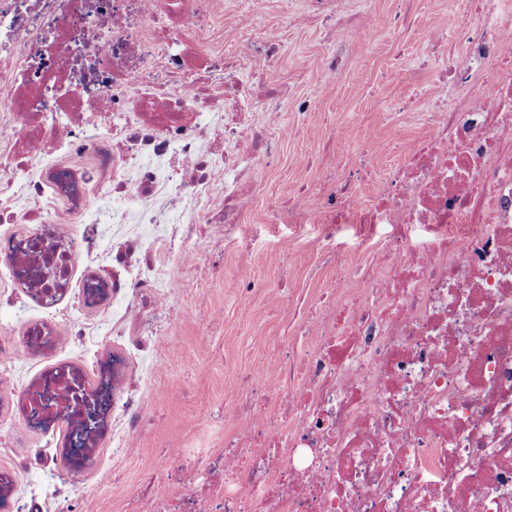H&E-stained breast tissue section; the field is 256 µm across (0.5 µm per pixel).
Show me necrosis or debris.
<instances>
[{
	"instance_id": "4bbe7bcc",
	"label": "necrosis or debris",
	"mask_w": 512,
	"mask_h": 512,
	"mask_svg": "<svg viewBox=\"0 0 512 512\" xmlns=\"http://www.w3.org/2000/svg\"><path fill=\"white\" fill-rule=\"evenodd\" d=\"M461 53L430 56L434 87L400 110L428 135L362 199L360 171L327 173L309 208L289 200L275 224L318 230L326 254L351 229L370 261L345 269L317 302L298 347L242 379L266 422L224 448L160 455L159 483L134 512H512V13L459 0ZM223 0H0V255L9 271L71 260L60 224L112 227V268L85 275L80 309L106 307L102 330L156 334L154 306L205 237L237 241L254 173L275 143L251 122L239 58L205 37ZM223 203H213L216 187ZM389 232L374 243L376 225ZM424 227L416 241L413 227ZM147 345L113 355L112 418L148 422L126 392ZM36 448L10 475L17 512H80L75 485Z\"/></svg>"
}]
</instances>
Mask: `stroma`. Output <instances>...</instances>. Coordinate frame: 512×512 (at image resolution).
I'll return each mask as SVG.
<instances>
[{
    "mask_svg": "<svg viewBox=\"0 0 512 512\" xmlns=\"http://www.w3.org/2000/svg\"><path fill=\"white\" fill-rule=\"evenodd\" d=\"M344 12L367 23L372 37L367 42L350 39L345 69L329 79L323 61L336 50V18L309 16L304 0H224L215 44L224 53L238 54L241 31L258 42L274 39L275 57L246 60L244 78L272 76L311 105L307 114L299 115L287 105L268 109L255 101L253 118L278 139L279 158L256 172L261 191L242 217L240 243L213 246L205 256L186 250L177 270L179 289L163 296L160 304L169 315L157 339L161 367L155 371L137 361L128 376L143 392L150 423L132 437L128 453L111 458L84 486L82 512H128L136 489L157 480L154 468L163 448H223L225 430L216 415L238 398L245 370L272 363L273 341L282 335L294 306L291 289L318 294L332 288L339 265L354 266L365 258V251L354 244L337 258L328 257L313 227L270 223V209L318 180L319 166H301L297 160L315 153L325 141L333 143L329 162L343 171L358 161L350 144L361 131L376 144L360 160L367 169L379 172L395 162L386 147L391 130L384 115L410 96L414 70L430 54L419 37L421 29L430 24L454 28L457 14L448 0H412L406 6L400 0H346ZM248 281L258 282V289L243 292ZM15 294L0 261V329H6L16 348L13 373L0 378V439L21 436L61 449L67 440L65 426L38 435L29 432L18 409L19 384L62 361L94 368L100 357L119 346L111 337L94 334L77 345L63 333L53 349L27 352L26 330L43 321L65 325L75 304L66 296L55 307L36 306L16 317L6 304Z\"/></svg>",
    "mask_w": 512,
    "mask_h": 512,
    "instance_id": "1",
    "label": "stroma"
}]
</instances>
